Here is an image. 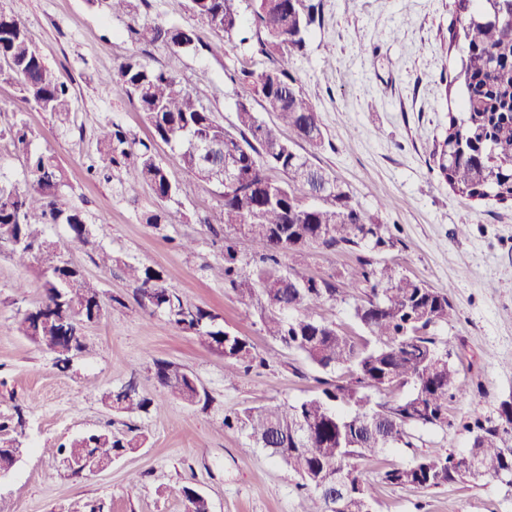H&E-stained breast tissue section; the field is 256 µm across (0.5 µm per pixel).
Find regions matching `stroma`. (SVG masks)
<instances>
[{
    "instance_id": "1",
    "label": "stroma",
    "mask_w": 512,
    "mask_h": 512,
    "mask_svg": "<svg viewBox=\"0 0 512 512\" xmlns=\"http://www.w3.org/2000/svg\"><path fill=\"white\" fill-rule=\"evenodd\" d=\"M242 26L230 40L219 36L189 8V0H139L134 14L112 12L103 0H0V8L23 21L45 62L66 82L72 98L70 122L25 98L20 80L0 72V129L26 127L32 147L54 154L66 174L65 194L87 214L93 231L88 247L67 246L66 233L49 234L66 247L103 296L126 305L123 315L88 325L91 350L59 371L50 355L20 337L17 323L41 298L35 266H17L0 246V412L23 410L22 459L0 483V501L12 512H72L76 503L104 500L111 512H185L182 486L197 488L211 512H307L298 477L251 447L224 417L246 406L292 403L313 395L317 371L299 353L266 336L256 309L237 303L231 286L214 279L209 266L223 263L230 229L212 231L205 220L223 202V189L184 170L176 146L157 141L135 103L106 77L136 58L173 71L182 86L235 130L239 103L272 122L247 72L271 65L252 24L251 0H236ZM164 24L193 30L192 50L171 56L160 46L134 40L135 26ZM452 0H323V19L314 25L291 72L313 96L324 143L293 139L295 151L337 179L354 203L385 224L397 239L386 259L403 273L446 291L455 314L439 330L453 345L463 394L448 405V430H424L415 448H395L358 467L375 488V512H512V481L457 483L422 491L380 482L388 466L407 463L413 453L463 452L464 422L497 417L512 399V208L492 200L454 196L429 152L441 138L452 104L444 80L459 63L451 46L456 27ZM122 127L148 145L177 186L164 206L181 221L152 227L159 204L150 187L137 197L124 194L126 174L94 175L99 164L96 135L105 123ZM191 239L194 252L180 243ZM119 257L112 270L92 261L96 248ZM160 270L168 287L186 294L222 318L226 330L245 336L267 363L224 375L222 355L201 346L166 316L149 315L136 301L122 263ZM350 252L306 248L282 257L284 271L326 279L344 288L342 299L324 302L322 318L352 333L362 291L348 287ZM25 292H16L17 283ZM184 365L208 392V407H190L164 394L155 360ZM136 381L140 395L155 401L149 412L128 418L108 410L104 392ZM135 425L144 444L113 458L109 469L72 477L54 447L79 434L107 428L121 434Z\"/></svg>"
}]
</instances>
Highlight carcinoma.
Returning <instances> with one entry per match:
<instances>
[{
  "instance_id": "carcinoma-1",
  "label": "carcinoma",
  "mask_w": 512,
  "mask_h": 512,
  "mask_svg": "<svg viewBox=\"0 0 512 512\" xmlns=\"http://www.w3.org/2000/svg\"><path fill=\"white\" fill-rule=\"evenodd\" d=\"M191 10L220 37L239 31L236 0H190ZM461 28L450 41H463L466 56L446 82L445 91H462L460 111L448 113L443 139L434 144L441 177L457 196L472 201L493 199L512 205V0H453ZM256 34L272 66L249 73L264 109L298 138L314 147L324 134L319 112L291 75L294 55L306 47L312 26L321 21L322 0H252ZM140 42L161 44L178 55L194 47L191 31L156 24L133 30ZM0 64L21 81L26 100L66 123L71 113L69 89L44 61L24 23L0 9ZM132 98L156 138L179 147L183 167L209 183L224 185L221 164L229 163L249 175V194L224 189L219 213L205 219L236 229L258 255L243 281H238L236 242L224 243V264L216 275L230 283L240 304L260 305L266 334L300 353L317 370L340 369L348 379L318 380L319 392L293 404L245 407L224 417V425L243 429L255 446L266 450L299 478L309 493L308 512H364L375 500L374 486L365 480L354 460L377 457L388 448H412L416 432L452 425L448 402L461 395L452 348L437 334L448 324V293L397 271L378 255L393 249L395 240L384 225L354 204L349 194L325 171L313 166L282 138L280 129L262 121L245 103L237 109L232 133L186 92L167 69L130 58L108 76ZM16 155L25 159L26 177L20 188L0 183V242L6 243L16 264L40 263L42 297L19 322L18 334L51 351L67 346L68 333L94 321L113 318L124 303L116 298L105 306L96 285L68 260L47 226L63 228L73 246L90 243L92 230L82 208L61 201L65 173L57 158L31 149V134L23 127L9 131ZM103 162L125 170L130 178L124 193L134 197L142 184L165 202L177 187L150 148L129 139L122 128L106 123L97 135ZM280 169L288 181L269 178L264 165ZM334 190L297 204L295 192ZM359 251L348 272L353 288L366 290L364 302L352 316L366 337L356 341L336 323L320 318L322 303L344 292L326 280L287 279L280 257L294 256L305 247ZM127 281L140 306L149 314L162 312L178 328L189 324L191 334L224 361L250 368L263 358L246 337L224 329L219 315L169 288L162 272L123 263ZM155 376L166 392L188 406L208 404L192 374L166 360L154 362ZM411 385L403 398L372 404L371 390L389 391ZM102 401L112 411L146 413L153 401L139 395L134 383L106 393ZM512 401L500 405L495 421L475 418L463 424L472 435L467 455L476 460V480L512 476ZM25 430L21 414H0V470L11 464L12 449L4 441ZM138 440L96 430L56 453L74 460L71 475L91 473L94 456L120 455ZM463 457L418 455L380 473L389 485L432 490L461 481ZM345 470L350 487L331 489L321 477ZM186 512H209L207 500L190 486L180 490Z\"/></svg>"
}]
</instances>
